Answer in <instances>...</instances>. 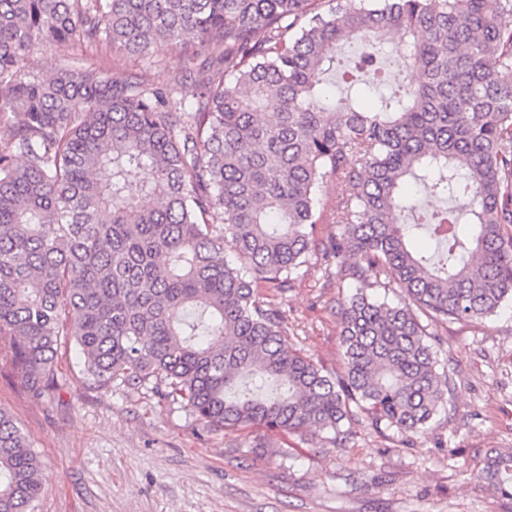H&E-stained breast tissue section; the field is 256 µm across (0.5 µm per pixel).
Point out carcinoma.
I'll list each match as a JSON object with an SVG mask.
<instances>
[{"label": "carcinoma", "instance_id": "obj_1", "mask_svg": "<svg viewBox=\"0 0 512 512\" xmlns=\"http://www.w3.org/2000/svg\"><path fill=\"white\" fill-rule=\"evenodd\" d=\"M416 83L374 107H324L336 49L384 81L374 47ZM180 45L163 87L35 48L145 56ZM339 181L336 237L315 233ZM444 200L419 213L410 188ZM235 260L224 257V249ZM335 260L343 370L292 346L276 298ZM398 288L392 306L367 293ZM512 298V0H0V376L39 398L75 345L90 385L179 401L202 425L419 435L448 403L431 326ZM479 477L512 502V451ZM45 488L32 441L0 409V512ZM65 58L60 51L40 49L31 56L30 65L36 73L48 77L64 64Z\"/></svg>", "mask_w": 512, "mask_h": 512}]
</instances>
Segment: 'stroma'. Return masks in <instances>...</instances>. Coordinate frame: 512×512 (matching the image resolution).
Segmentation results:
<instances>
[{
    "label": "stroma",
    "mask_w": 512,
    "mask_h": 512,
    "mask_svg": "<svg viewBox=\"0 0 512 512\" xmlns=\"http://www.w3.org/2000/svg\"><path fill=\"white\" fill-rule=\"evenodd\" d=\"M101 64L114 78L143 73L162 86L182 56L173 45ZM336 293L311 271L282 300L297 348L330 370L339 367ZM440 358L451 394L432 429L409 440L357 423L340 448L295 435L261 448L254 435L204 428L181 403L118 383L91 388L74 349L42 398L0 377V408L39 455L35 512H512L478 476L491 450L512 448V299L482 321L449 325Z\"/></svg>",
    "instance_id": "1"
}]
</instances>
